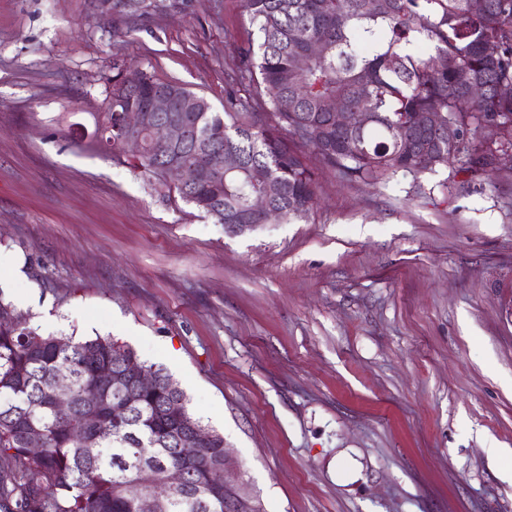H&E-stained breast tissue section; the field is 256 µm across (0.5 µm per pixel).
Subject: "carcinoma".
<instances>
[{"label": "carcinoma", "instance_id": "obj_1", "mask_svg": "<svg viewBox=\"0 0 512 512\" xmlns=\"http://www.w3.org/2000/svg\"><path fill=\"white\" fill-rule=\"evenodd\" d=\"M243 0L259 33L240 50L244 94L229 96L224 112L183 84L158 78L117 59L112 108L96 120L101 144L121 158L113 128L128 108L142 109L152 94L169 91L186 108V132L174 147L154 142L149 113L145 153L124 159L182 201L229 227L252 224L251 202L266 195L273 207L266 223L302 220L317 201L318 182L297 142L321 143L324 165L348 181L380 184L401 173L419 179L438 167L453 175L492 176L512 150V0ZM321 52L308 55L314 42ZM276 122L257 125L259 111ZM335 112H369L365 126L336 125ZM439 113L454 139L419 123ZM405 127L398 138L394 129ZM239 164L224 169V154ZM197 162L206 174L191 186L171 183L165 169ZM267 170L254 183L252 170ZM220 169L224 177L212 178ZM138 362L161 380L140 392L112 373ZM72 374V406L54 409L53 377ZM172 377L110 336L73 341L43 335L26 316L0 302V512H142L149 491L139 483L143 466L155 471L163 512H229L224 502V436L211 439L198 457L184 460L178 441L203 422ZM101 386L100 403L88 407L84 389ZM128 406L112 419V405ZM38 432L42 451L27 453ZM183 481H169L171 470Z\"/></svg>", "mask_w": 512, "mask_h": 512}]
</instances>
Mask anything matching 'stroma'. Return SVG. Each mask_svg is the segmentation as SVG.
I'll return each mask as SVG.
<instances>
[{
	"label": "stroma",
	"instance_id": "obj_1",
	"mask_svg": "<svg viewBox=\"0 0 512 512\" xmlns=\"http://www.w3.org/2000/svg\"><path fill=\"white\" fill-rule=\"evenodd\" d=\"M258 40L242 0H0V301L163 367L224 436L226 502L512 512V160L462 193L306 146L309 215L232 233L98 147L114 59L220 112Z\"/></svg>",
	"mask_w": 512,
	"mask_h": 512
}]
</instances>
